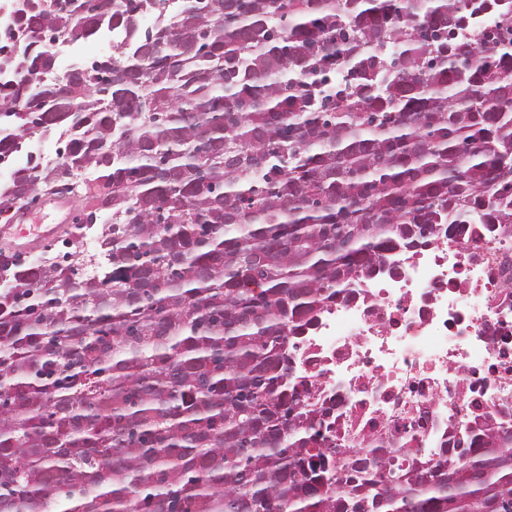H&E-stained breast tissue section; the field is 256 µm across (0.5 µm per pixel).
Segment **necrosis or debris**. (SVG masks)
Wrapping results in <instances>:
<instances>
[{
    "mask_svg": "<svg viewBox=\"0 0 512 512\" xmlns=\"http://www.w3.org/2000/svg\"><path fill=\"white\" fill-rule=\"evenodd\" d=\"M292 367L342 432L436 459L512 424V233L466 224L398 255L299 336Z\"/></svg>",
    "mask_w": 512,
    "mask_h": 512,
    "instance_id": "1",
    "label": "necrosis or debris"
}]
</instances>
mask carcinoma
Segmentation results:
<instances>
[{
	"mask_svg": "<svg viewBox=\"0 0 512 512\" xmlns=\"http://www.w3.org/2000/svg\"><path fill=\"white\" fill-rule=\"evenodd\" d=\"M14 32L127 40L0 78V216L70 187L104 260L0 252V512H512V426L435 461L362 448L288 345L386 253L512 225V0H56Z\"/></svg>",
	"mask_w": 512,
	"mask_h": 512,
	"instance_id": "1",
	"label": "carcinoma"
}]
</instances>
